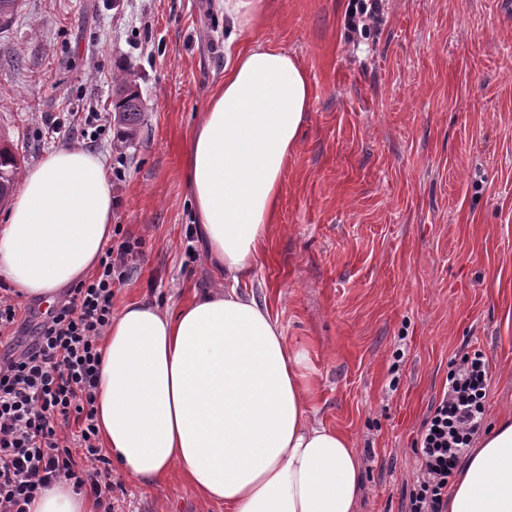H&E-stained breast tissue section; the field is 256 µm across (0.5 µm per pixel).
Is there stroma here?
Segmentation results:
<instances>
[{
    "instance_id": "35a3bbf8",
    "label": "stroma",
    "mask_w": 512,
    "mask_h": 512,
    "mask_svg": "<svg viewBox=\"0 0 512 512\" xmlns=\"http://www.w3.org/2000/svg\"><path fill=\"white\" fill-rule=\"evenodd\" d=\"M267 0L258 36L307 72L312 110L245 292L313 383L310 409L364 461L357 512H406L423 422L461 358L488 367L484 425L512 413V0ZM217 0H20L0 23V141L22 169L70 144L101 154L113 223L145 256L114 310L174 308L222 275L196 236L185 146L224 82ZM145 105L112 146L120 77ZM60 126L51 133L42 117ZM117 512H224L180 470L112 472ZM382 0H356L355 9L345 18V26L353 32L364 30L370 26V22L378 19Z\"/></svg>"
}]
</instances>
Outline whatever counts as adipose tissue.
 Segmentation results:
<instances>
[{
  "instance_id": "obj_1",
  "label": "adipose tissue",
  "mask_w": 512,
  "mask_h": 512,
  "mask_svg": "<svg viewBox=\"0 0 512 512\" xmlns=\"http://www.w3.org/2000/svg\"><path fill=\"white\" fill-rule=\"evenodd\" d=\"M230 39L250 34L193 128L184 175L208 260L224 284L176 309L127 304L103 342L96 399L113 465L145 483L179 468L224 512H355L364 462L310 414L312 388L267 306L238 290L274 222L282 175L312 109L310 80L256 38L266 0H220ZM103 158L61 147L21 176L0 225V276L54 300L84 280L112 237ZM30 512H94L65 480ZM448 512H512V417L493 425L448 487Z\"/></svg>"
}]
</instances>
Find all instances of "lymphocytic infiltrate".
<instances>
[{
    "instance_id": "1",
    "label": "lymphocytic infiltrate",
    "mask_w": 512,
    "mask_h": 512,
    "mask_svg": "<svg viewBox=\"0 0 512 512\" xmlns=\"http://www.w3.org/2000/svg\"><path fill=\"white\" fill-rule=\"evenodd\" d=\"M144 256L140 239L108 246L95 274L42 313L31 343L16 348L17 309L0 293V512H29L59 480L115 512L111 461L97 424L101 342L112 321L114 290ZM487 371L464 361L432 408L415 453L420 473L408 512H448V479L481 426Z\"/></svg>"
}]
</instances>
